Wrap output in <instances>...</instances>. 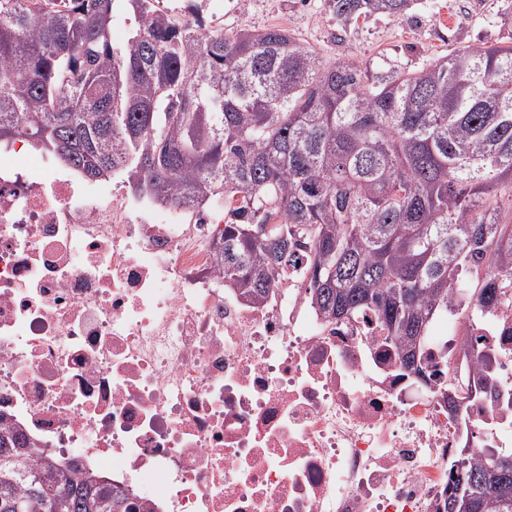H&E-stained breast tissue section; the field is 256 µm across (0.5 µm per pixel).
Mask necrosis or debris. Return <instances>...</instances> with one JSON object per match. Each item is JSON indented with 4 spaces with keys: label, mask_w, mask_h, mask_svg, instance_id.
Masks as SVG:
<instances>
[{
    "label": "necrosis or debris",
    "mask_w": 512,
    "mask_h": 512,
    "mask_svg": "<svg viewBox=\"0 0 512 512\" xmlns=\"http://www.w3.org/2000/svg\"><path fill=\"white\" fill-rule=\"evenodd\" d=\"M224 201L161 206L0 147V413L148 512H437L466 439L512 447V298L459 295L404 370L324 320L307 252L268 298L224 285ZM482 380L450 407L448 364Z\"/></svg>",
    "instance_id": "4bbe7bcc"
}]
</instances>
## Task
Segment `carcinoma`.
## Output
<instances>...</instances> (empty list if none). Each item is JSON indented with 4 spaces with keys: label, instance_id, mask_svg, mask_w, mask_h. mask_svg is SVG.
<instances>
[{
    "label": "carcinoma",
    "instance_id": "carcinoma-1",
    "mask_svg": "<svg viewBox=\"0 0 512 512\" xmlns=\"http://www.w3.org/2000/svg\"><path fill=\"white\" fill-rule=\"evenodd\" d=\"M328 2L345 26L413 5ZM120 5L136 28L118 47ZM185 9L194 24L155 0H0V144L24 139L85 180L125 176L158 204L241 201L215 244L224 286L262 302L307 247L319 314L373 315L422 372L449 293L477 321L512 289V42L373 72ZM29 447L0 427V512H140L103 476L29 463ZM452 468L440 512H512V450L462 448Z\"/></svg>",
    "mask_w": 512,
    "mask_h": 512
}]
</instances>
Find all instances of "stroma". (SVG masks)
<instances>
[{
    "mask_svg": "<svg viewBox=\"0 0 512 512\" xmlns=\"http://www.w3.org/2000/svg\"><path fill=\"white\" fill-rule=\"evenodd\" d=\"M224 28L277 26L323 61L417 71L464 47L512 41V0H417L402 17L373 15L341 30L327 0H223Z\"/></svg>",
    "mask_w": 512,
    "mask_h": 512,
    "instance_id": "1",
    "label": "stroma"
}]
</instances>
